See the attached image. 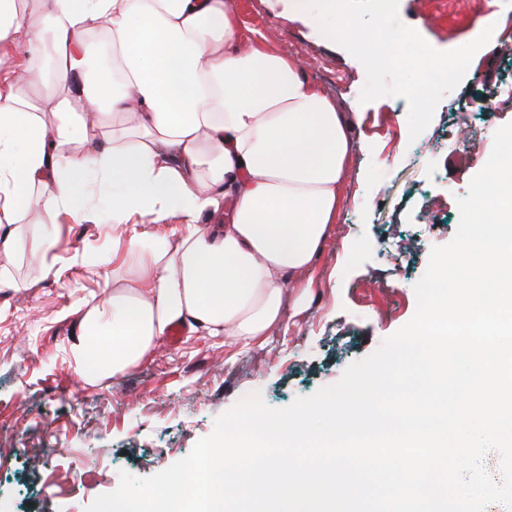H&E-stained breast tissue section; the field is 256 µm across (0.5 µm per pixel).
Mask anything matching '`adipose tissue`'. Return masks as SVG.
Returning a JSON list of instances; mask_svg holds the SVG:
<instances>
[{"label": "adipose tissue", "instance_id": "ef3b65f1", "mask_svg": "<svg viewBox=\"0 0 512 512\" xmlns=\"http://www.w3.org/2000/svg\"><path fill=\"white\" fill-rule=\"evenodd\" d=\"M234 0H0V48L50 55L54 121L45 124L0 71V248L11 249L21 207L35 230L59 214L80 224L107 204L127 225L140 279L85 311L70 355L86 380L138 366L175 326L249 346L283 318L344 204L352 146L335 103L295 57L244 34ZM105 29L98 62L86 40ZM81 99L136 114L135 127L85 136L62 151ZM228 204L225 222L203 214ZM177 222L176 244L140 251V220Z\"/></svg>", "mask_w": 512, "mask_h": 512}]
</instances>
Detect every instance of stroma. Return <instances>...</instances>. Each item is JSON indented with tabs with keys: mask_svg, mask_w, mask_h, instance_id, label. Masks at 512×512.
Returning <instances> with one entry per match:
<instances>
[{
	"mask_svg": "<svg viewBox=\"0 0 512 512\" xmlns=\"http://www.w3.org/2000/svg\"><path fill=\"white\" fill-rule=\"evenodd\" d=\"M484 3L446 11L438 0H399L402 23L441 51L475 40L483 19L495 24L469 76L413 140L405 98L361 102L366 72L346 49L273 0H239L245 27L299 59L344 112L353 144L349 203L309 272L307 299L286 303L282 324L249 350L185 331L124 374L86 382L69 355L77 322L106 302V278L127 284L139 267L114 257L110 221L59 217L47 251L31 231L37 214L23 211L11 255L0 253V512H85L121 473L144 478L185 458L244 393L285 408L336 383L411 320L432 247L454 237L458 198L485 166L495 131L512 123V57L500 50L512 37V0ZM487 98L494 110L477 111ZM460 129L466 142L449 148ZM12 277L27 289L10 287Z\"/></svg>",
	"mask_w": 512,
	"mask_h": 512,
	"instance_id": "35a3bbf8",
	"label": "stroma"
}]
</instances>
